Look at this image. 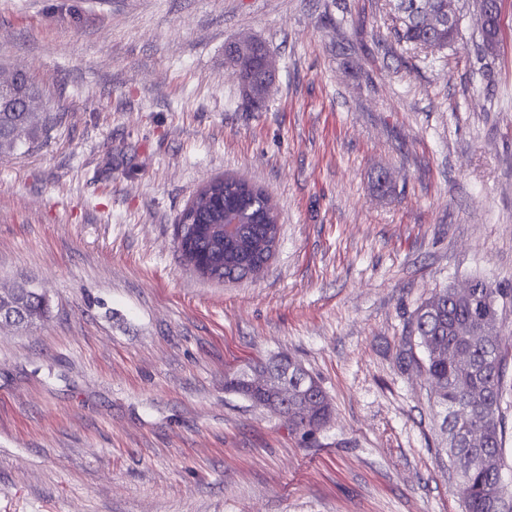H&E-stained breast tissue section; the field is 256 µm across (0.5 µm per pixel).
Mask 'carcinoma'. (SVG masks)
Here are the masks:
<instances>
[{
	"label": "carcinoma",
	"instance_id": "carcinoma-1",
	"mask_svg": "<svg viewBox=\"0 0 512 512\" xmlns=\"http://www.w3.org/2000/svg\"><path fill=\"white\" fill-rule=\"evenodd\" d=\"M444 0H398L402 21L395 29L398 41L419 46L430 40L446 49L458 35L448 25L428 28L423 19L426 11L437 12ZM268 53L264 46L252 42L245 59V71H264ZM33 84L20 81L16 102L0 109V155L5 156L23 145H32L39 135L47 133L54 118L32 107ZM193 217L194 233L184 241V252L192 260L204 256L218 259L208 272L218 279L243 280L264 270L262 245L268 230L277 223L279 212L261 187L233 175H224L205 183L179 214ZM236 222L237 231L228 237L224 225ZM478 291L472 297H460L453 288H442L416 310L402 337L401 363L426 372L435 403L445 412L443 423L448 431V458L459 475V494L465 512H496L494 501L503 483L506 421L502 409L508 389L509 364L512 358L506 342L512 336L501 335L498 301L504 289L485 279L476 278ZM18 324L33 323L47 313L49 304L35 291L24 286L11 290ZM423 349L424 357L414 352ZM461 352L469 354L473 367L457 362ZM257 373L288 376V423L307 436L325 426L330 404L319 382L300 363L279 356L251 367ZM227 390L251 403L262 406L271 396L256 397L243 380V373L226 376ZM481 432L480 441L471 442L467 435Z\"/></svg>",
	"mask_w": 512,
	"mask_h": 512
}]
</instances>
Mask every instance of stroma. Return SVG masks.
<instances>
[{"instance_id": "obj_1", "label": "stroma", "mask_w": 512, "mask_h": 512, "mask_svg": "<svg viewBox=\"0 0 512 512\" xmlns=\"http://www.w3.org/2000/svg\"><path fill=\"white\" fill-rule=\"evenodd\" d=\"M398 43L392 0H0V81L48 138L0 159V512H464L400 338L435 290L512 289V0L481 51ZM265 44L254 109L228 43ZM235 174L280 214L256 279L199 276L176 219ZM286 354L331 419L304 438L224 387ZM10 292L11 299H13L16 306L14 308L16 318L12 322L18 324L34 323L47 313L49 304L43 298L45 296H38L35 294L36 291L24 286L13 288ZM26 318L27 320L24 322Z\"/></svg>"}]
</instances>
